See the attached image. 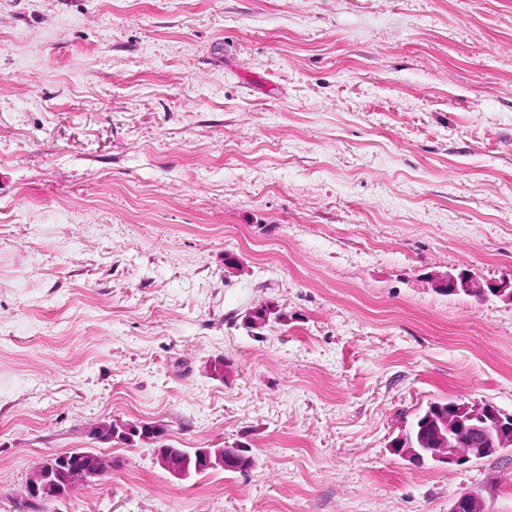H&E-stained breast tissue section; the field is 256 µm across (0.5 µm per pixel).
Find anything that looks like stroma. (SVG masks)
Segmentation results:
<instances>
[{"instance_id": "1", "label": "stroma", "mask_w": 512, "mask_h": 512, "mask_svg": "<svg viewBox=\"0 0 512 512\" xmlns=\"http://www.w3.org/2000/svg\"><path fill=\"white\" fill-rule=\"evenodd\" d=\"M459 272L512 282V0H0V512L91 447L43 512H512V450L389 448L434 401L512 414V299ZM444 277L448 280V284H445V286L442 285L441 281H434L437 291L446 295H453L462 290L470 293L480 301L487 300L490 295L503 296L507 288L511 287V284L502 282L500 284H487L485 288L484 285L476 283L472 277L463 272L457 275L448 273ZM439 288H448V293ZM271 319L286 320L287 315L268 304L251 309L243 316V325L251 330L263 328ZM145 425H149V424H152V423H144ZM144 424H135V425H131V424H118L117 422H112V425H109V426H104V425H99L100 427L97 428L98 430V437L100 439V443L102 444H108V443H111L110 441V438L112 437V440H114L115 438H118L119 440L123 441V443L127 444L128 443H131L132 442V439L131 438H127V436H133L134 434L131 433V429L132 427L134 428H137L139 429L140 428V431L139 430H135V433L138 434L139 436L143 435L141 439H145V438H150V434H148L145 429L142 427V425ZM129 426V427H127ZM131 426V427H130ZM197 448H170L166 457V463L170 467L179 468L186 471L188 477L204 474L210 470L224 469L228 472H243L252 468L255 464L254 458L247 454H237L232 462L224 460V448H208L211 456V465L202 466L196 461ZM173 468L169 469V473L181 477L179 472ZM71 456L53 455L46 462L45 474L47 481H40L37 483H29L26 488V498L29 500H49L60 499L65 497L70 491V487L63 489L58 485L57 477L59 472L65 471L63 467H58L61 463L63 466H68L66 461Z\"/></svg>"}]
</instances>
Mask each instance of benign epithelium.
Instances as JSON below:
<instances>
[{"label":"benign epithelium","instance_id":"obj_1","mask_svg":"<svg viewBox=\"0 0 512 512\" xmlns=\"http://www.w3.org/2000/svg\"><path fill=\"white\" fill-rule=\"evenodd\" d=\"M448 294L460 291L468 292L480 301L489 296H502L512 285L502 282L483 286L466 273L446 275ZM496 446H512V420H506L488 404L471 405L456 403L448 406V436H439L436 447L429 449L431 456L441 462L462 465L472 458L486 453ZM69 456L53 455L46 462V480L30 483L26 488L29 500H49L65 497L70 489L58 486V473L68 465ZM451 512H485L481 499L474 493L458 496L451 507Z\"/></svg>","mask_w":512,"mask_h":512}]
</instances>
